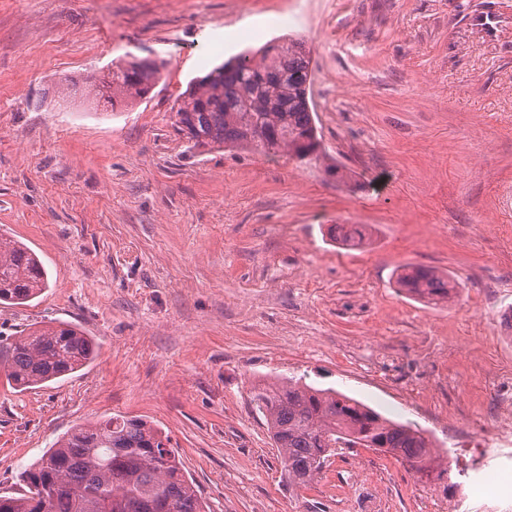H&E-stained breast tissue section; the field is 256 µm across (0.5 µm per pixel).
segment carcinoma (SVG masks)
<instances>
[{
    "instance_id": "cac0c4a2",
    "label": "carcinoma",
    "mask_w": 512,
    "mask_h": 512,
    "mask_svg": "<svg viewBox=\"0 0 512 512\" xmlns=\"http://www.w3.org/2000/svg\"><path fill=\"white\" fill-rule=\"evenodd\" d=\"M311 58L304 43L269 44L260 57L241 54L189 83L175 125L189 148L254 147L286 153L302 163L321 158L309 102ZM150 61L112 66L89 83L98 100L146 95L158 78ZM339 241L360 247L359 224L338 227ZM403 290L438 306L457 282L433 268L404 266ZM48 287L42 261L0 235V303L23 305ZM96 355L92 340L76 327L49 323L15 336L0 335V373L19 390L41 387L74 373ZM252 401L283 452L288 484L307 487L338 448H374L394 456L422 480L439 457L423 432L387 419L334 389L290 379L259 381ZM20 489L0 494V512H205L181 460L160 429L137 417H110L77 426L18 474Z\"/></svg>"
}]
</instances>
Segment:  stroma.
Returning <instances> with one entry per match:
<instances>
[{
  "label": "stroma",
  "mask_w": 512,
  "mask_h": 512,
  "mask_svg": "<svg viewBox=\"0 0 512 512\" xmlns=\"http://www.w3.org/2000/svg\"><path fill=\"white\" fill-rule=\"evenodd\" d=\"M288 35L312 51L321 144L348 182L191 150L174 128L193 78ZM133 58L160 63L151 90L91 104L85 77ZM338 224L369 242H334ZM0 236L50 272L37 299L0 303V333L67 322L98 348L45 387L0 374V493L73 427L124 416L165 431L207 512L512 501V461L481 458L478 498L371 448L288 486L251 402L260 380L333 388L455 464L512 420V0H0ZM406 265L451 273L456 295L400 293Z\"/></svg>",
  "instance_id": "obj_1"
}]
</instances>
